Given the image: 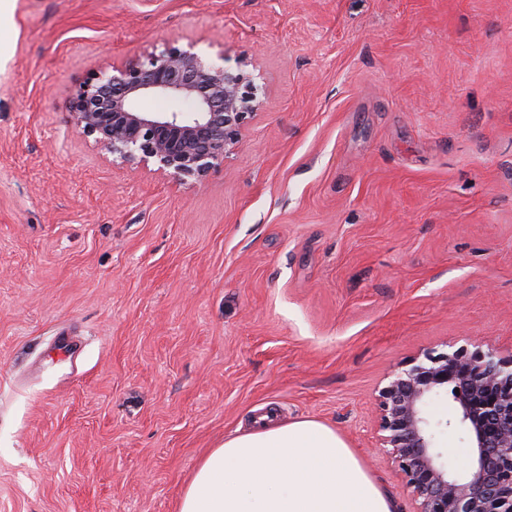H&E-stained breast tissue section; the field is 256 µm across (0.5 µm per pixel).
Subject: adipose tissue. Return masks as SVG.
<instances>
[{
	"mask_svg": "<svg viewBox=\"0 0 512 512\" xmlns=\"http://www.w3.org/2000/svg\"><path fill=\"white\" fill-rule=\"evenodd\" d=\"M180 512H393L390 499L333 429L263 416L200 462Z\"/></svg>",
	"mask_w": 512,
	"mask_h": 512,
	"instance_id": "ef3b65f1",
	"label": "adipose tissue"
}]
</instances>
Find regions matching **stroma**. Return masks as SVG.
<instances>
[{
	"label": "stroma",
	"instance_id": "35a3bbf8",
	"mask_svg": "<svg viewBox=\"0 0 512 512\" xmlns=\"http://www.w3.org/2000/svg\"><path fill=\"white\" fill-rule=\"evenodd\" d=\"M264 88L203 184L112 163L75 84L166 46ZM512 358V0H15L0 48V512H179L267 413L394 504L375 399L428 350ZM449 469L469 451L430 401Z\"/></svg>",
	"mask_w": 512,
	"mask_h": 512
}]
</instances>
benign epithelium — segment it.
I'll return each mask as SVG.
<instances>
[{
  "mask_svg": "<svg viewBox=\"0 0 512 512\" xmlns=\"http://www.w3.org/2000/svg\"><path fill=\"white\" fill-rule=\"evenodd\" d=\"M167 47L145 59L103 67L76 86L70 105L81 136L133 169L155 166L169 180L201 181L234 154L262 86L243 61L235 68L194 51ZM175 97L192 110L151 112L138 102ZM470 443V458L448 472L427 415L429 398L446 387ZM380 449L398 464L418 512H512V359L493 350L428 351L391 374L379 390Z\"/></svg>",
  "mask_w": 512,
  "mask_h": 512,
  "instance_id": "obj_1",
  "label": "benign epithelium"
}]
</instances>
